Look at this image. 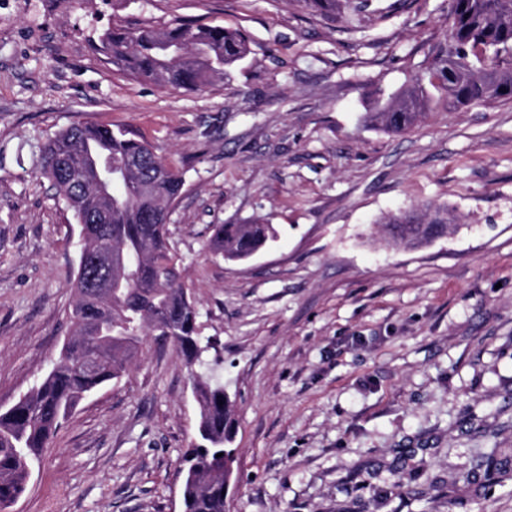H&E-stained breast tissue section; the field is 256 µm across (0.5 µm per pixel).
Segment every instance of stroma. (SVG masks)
Returning a JSON list of instances; mask_svg holds the SVG:
<instances>
[{
	"instance_id": "stroma-1",
	"label": "stroma",
	"mask_w": 512,
	"mask_h": 512,
	"mask_svg": "<svg viewBox=\"0 0 512 512\" xmlns=\"http://www.w3.org/2000/svg\"><path fill=\"white\" fill-rule=\"evenodd\" d=\"M373 6L348 22L297 0H0V405L71 331L78 228L39 150L77 122L124 127L184 172L172 242L236 407L227 512H512V102L373 126L380 92L445 39L450 2ZM177 18L239 29L251 52L185 91L94 49L111 25ZM420 202L458 230L381 244L380 217ZM252 220L277 240L210 256V225ZM196 426L178 346L145 337L9 512H181Z\"/></svg>"
}]
</instances>
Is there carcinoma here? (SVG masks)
Masks as SVG:
<instances>
[{
    "mask_svg": "<svg viewBox=\"0 0 512 512\" xmlns=\"http://www.w3.org/2000/svg\"><path fill=\"white\" fill-rule=\"evenodd\" d=\"M320 15L348 21L364 15L370 0H296ZM449 40L431 49L422 72L379 103L369 120L387 133L406 131L432 103L445 97L448 111L512 99V0H450ZM98 53L120 70L163 87L196 90L250 53L246 35L222 26L174 21L163 28L114 24L98 37ZM98 167L112 175L106 190L69 189L67 172ZM38 168L73 212L80 250L68 282L73 331L50 371L9 407H0V512L25 492L40 453L67 414L101 387L120 380L135 362L143 339L172 336L189 369L198 408L199 442L185 453L183 512H224V482L235 478L234 402L224 383L196 370L208 344L198 336L199 310L188 293L184 268L170 241L169 216L185 178L154 146L124 129L75 124L48 140ZM457 229L446 205L417 204L383 219L388 243L416 249ZM277 237L270 224H213L208 249L230 262L251 259ZM112 296L85 287L91 258L109 249ZM99 360L93 373L82 362Z\"/></svg>",
    "mask_w": 512,
    "mask_h": 512,
    "instance_id": "cac0c4a2",
    "label": "carcinoma"
}]
</instances>
